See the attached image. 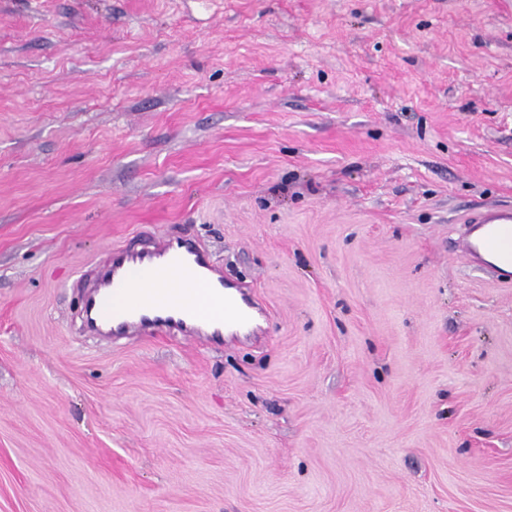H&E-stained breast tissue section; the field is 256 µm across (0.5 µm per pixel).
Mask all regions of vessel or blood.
Wrapping results in <instances>:
<instances>
[{"label": "vessel or blood", "mask_w": 512, "mask_h": 512, "mask_svg": "<svg viewBox=\"0 0 512 512\" xmlns=\"http://www.w3.org/2000/svg\"><path fill=\"white\" fill-rule=\"evenodd\" d=\"M472 224L480 233L462 241L469 259L486 254L512 265V208L485 210ZM82 305L95 336H220L257 328L263 316L247 288L226 282L210 253L179 233L112 248Z\"/></svg>", "instance_id": "b4317fda"}]
</instances>
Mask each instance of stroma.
Segmentation results:
<instances>
[{
  "mask_svg": "<svg viewBox=\"0 0 512 512\" xmlns=\"http://www.w3.org/2000/svg\"><path fill=\"white\" fill-rule=\"evenodd\" d=\"M512 0H0V512H512ZM187 231L256 336L83 324ZM473 224L469 234L462 240V251L471 261L487 263L480 250L512 265V208H494L483 211L469 221ZM480 228L478 239L473 231Z\"/></svg>",
  "mask_w": 512,
  "mask_h": 512,
  "instance_id": "obj_1",
  "label": "stroma"
}]
</instances>
